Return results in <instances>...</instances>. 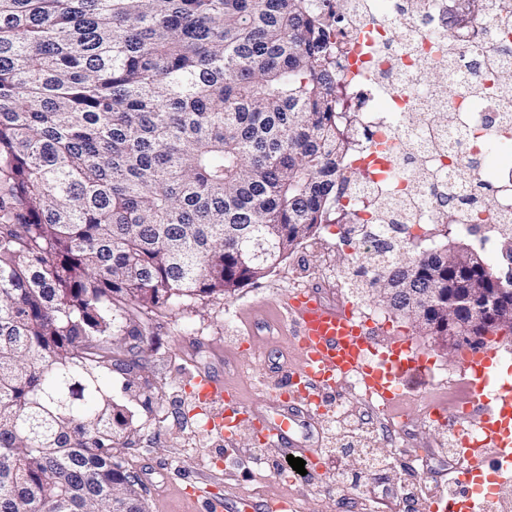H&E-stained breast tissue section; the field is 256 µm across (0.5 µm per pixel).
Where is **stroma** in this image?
Returning a JSON list of instances; mask_svg holds the SVG:
<instances>
[{"instance_id": "stroma-1", "label": "stroma", "mask_w": 512, "mask_h": 512, "mask_svg": "<svg viewBox=\"0 0 512 512\" xmlns=\"http://www.w3.org/2000/svg\"><path fill=\"white\" fill-rule=\"evenodd\" d=\"M361 244L343 224H323L288 253L265 278L234 295L213 294L169 310L132 308L144 335L132 352L143 367L134 381L115 372L107 382L133 413L125 458L144 485L147 512H198L184 496V476L196 479L227 512L242 502L284 500L288 512H444L452 490L448 450L453 436L430 415L433 405L454 406L466 342L448 349L409 319L380 305L368 275L352 259ZM328 304L352 305L380 336L404 338L411 355L429 361L434 383L412 378L389 419L373 418L371 401L351 384L329 396L312 427L314 458L305 474L282 477L285 455L264 443L251 420L232 437L205 428L209 407L190 378L207 371L223 380L246 405L273 401V382L297 369L300 356L285 319L284 304L296 277ZM371 449L382 465L365 471L358 451ZM429 453L419 464V482L406 494L409 456ZM359 475L358 483L336 488L337 470Z\"/></svg>"}]
</instances>
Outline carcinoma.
<instances>
[{"instance_id":"obj_1","label":"carcinoma","mask_w":512,"mask_h":512,"mask_svg":"<svg viewBox=\"0 0 512 512\" xmlns=\"http://www.w3.org/2000/svg\"><path fill=\"white\" fill-rule=\"evenodd\" d=\"M333 35L331 0H0V512H144L106 383L140 367L125 307L232 295L358 221ZM368 259L402 316L497 274L448 241Z\"/></svg>"}]
</instances>
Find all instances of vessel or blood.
<instances>
[{"label":"vessel or blood","instance_id":"1","mask_svg":"<svg viewBox=\"0 0 512 512\" xmlns=\"http://www.w3.org/2000/svg\"><path fill=\"white\" fill-rule=\"evenodd\" d=\"M286 310L303 366L299 372L278 377L275 389L280 397L293 398V405L279 416L257 405H238L225 394L223 383L201 372L193 377L192 385L198 398L211 406L206 423L209 431L231 433L241 418L251 416L260 420L266 444L306 460L312 451L307 441L297 437L294 425L298 418L309 419L321 412L328 393L353 378L374 396L380 411L388 413L400 395L399 383L427 368L423 360L409 355L403 340H378L369 324L355 319L349 308L324 304L314 293L289 295ZM370 349L381 351V366L363 359V352ZM492 359V351L485 348L469 350L464 357V388L469 407L477 415L473 427L485 431L486 437L480 447L466 451V465L454 478L458 494L449 497L448 512H457L458 496H471L472 485L488 459L512 456V437L504 439L496 433L501 419L512 415V384L494 386L488 372Z\"/></svg>","mask_w":512,"mask_h":512}]
</instances>
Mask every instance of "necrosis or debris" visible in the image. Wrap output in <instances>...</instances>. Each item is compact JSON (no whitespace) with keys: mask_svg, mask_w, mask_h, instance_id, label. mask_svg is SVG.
<instances>
[{"mask_svg":"<svg viewBox=\"0 0 512 512\" xmlns=\"http://www.w3.org/2000/svg\"><path fill=\"white\" fill-rule=\"evenodd\" d=\"M347 44L339 54L349 104L365 136L386 156L363 149L357 163L373 167L369 182L349 188L342 205L360 211L365 240L384 225L437 223L439 200L457 189L455 174L490 155L491 144L512 149V114L501 88L512 91V0H342ZM452 93L418 94L427 72L449 55ZM425 155L408 170L401 161ZM485 228L512 222V166L495 171Z\"/></svg>","mask_w":512,"mask_h":512,"instance_id":"4bbe7bcc","label":"necrosis or debris"}]
</instances>
